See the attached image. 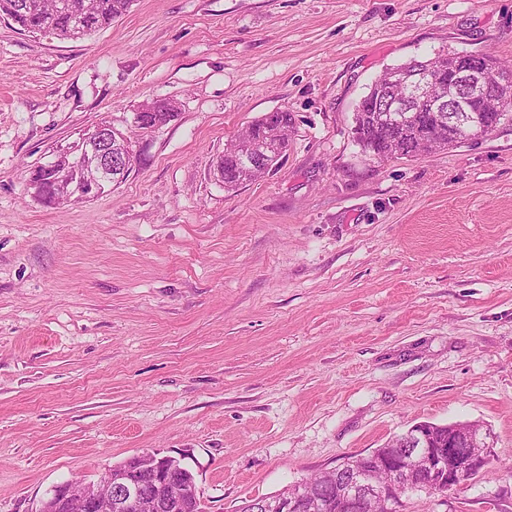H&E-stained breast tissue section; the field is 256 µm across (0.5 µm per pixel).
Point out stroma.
Listing matches in <instances>:
<instances>
[{
	"label": "stroma",
	"mask_w": 512,
	"mask_h": 512,
	"mask_svg": "<svg viewBox=\"0 0 512 512\" xmlns=\"http://www.w3.org/2000/svg\"><path fill=\"white\" fill-rule=\"evenodd\" d=\"M512 63V0H133L77 40L0 18V512L134 455L239 512L420 422H479L495 463L408 512H512V113L379 162L354 112L385 68ZM179 113L140 129L135 112ZM276 170L212 165L264 114ZM107 122L127 179L46 205L45 153ZM141 112H143L141 118ZM177 114V106L168 99H158L148 103L141 111L136 112L133 118L135 126L143 125L156 128L166 125ZM142 119V123H141ZM293 125L294 117L291 112H270L255 121L247 130L237 135L269 142L267 158L265 156V147L261 142L252 140L247 143H241L235 141V143L230 146L232 149H238L239 145L245 148L244 154L250 158L246 168L250 172L256 170L266 158L265 169H260L258 173L250 176L244 175L242 152L224 148V153L217 158L214 167L220 166L224 169V185H230L231 187L227 190L228 192L235 190L244 182L258 180L282 161L287 151ZM274 129H277L279 133V141L271 136V132Z\"/></svg>",
	"instance_id": "35a3bbf8"
}]
</instances>
